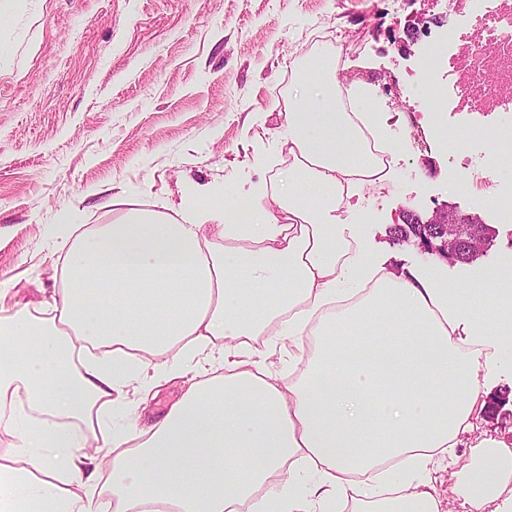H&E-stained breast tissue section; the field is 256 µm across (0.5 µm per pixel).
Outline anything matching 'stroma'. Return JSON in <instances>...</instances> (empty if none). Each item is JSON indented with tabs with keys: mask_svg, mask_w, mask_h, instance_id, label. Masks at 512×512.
<instances>
[{
	"mask_svg": "<svg viewBox=\"0 0 512 512\" xmlns=\"http://www.w3.org/2000/svg\"><path fill=\"white\" fill-rule=\"evenodd\" d=\"M425 0H10L0 11V280L7 306L35 305L60 286L70 237L52 238L61 215L76 229L111 223L102 199L148 208L179 203L200 185L227 200L287 169L279 143L292 67L313 53L339 55V77L358 80L385 115L393 176L362 191L347 213L369 256L449 285L477 287L488 270L512 272V224L495 227L485 256L443 262L415 239H395L407 217L443 204L464 214L451 181L462 158H421L398 115L422 105L420 89L397 86L416 62ZM277 110H270L271 102ZM426 163L425 179L414 174ZM99 196H86L88 187ZM493 417H482L430 475L450 512H467L463 477L490 448L512 447V361L484 377Z\"/></svg>",
	"mask_w": 512,
	"mask_h": 512,
	"instance_id": "1",
	"label": "stroma"
}]
</instances>
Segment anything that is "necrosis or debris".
I'll return each instance as SVG.
<instances>
[{
  "label": "necrosis or debris",
  "instance_id": "1",
  "mask_svg": "<svg viewBox=\"0 0 512 512\" xmlns=\"http://www.w3.org/2000/svg\"><path fill=\"white\" fill-rule=\"evenodd\" d=\"M445 9L449 22L444 36L424 37L420 65L407 79L436 88L431 67L443 60L456 79L447 98H434L421 110H406L404 127L413 135L419 134L427 117L446 110L483 116L512 112V0H447ZM444 140L448 150L459 155L489 145L497 153L512 155V135L491 136L480 123L449 130ZM453 188L457 196L479 201L500 219L512 220V183H495L488 167L472 168Z\"/></svg>",
  "mask_w": 512,
  "mask_h": 512
}]
</instances>
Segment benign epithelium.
I'll list each match as a JSON object with an SVG mask.
<instances>
[{
	"mask_svg": "<svg viewBox=\"0 0 512 512\" xmlns=\"http://www.w3.org/2000/svg\"><path fill=\"white\" fill-rule=\"evenodd\" d=\"M428 222L432 224H447L450 226L449 233L440 238L420 239L417 245L421 251L436 255L443 260L453 261L468 246L481 244V248L474 253V256L483 254L486 249V242L477 232V224L481 223L478 215L461 214L455 208L442 205L433 210Z\"/></svg>",
	"mask_w": 512,
	"mask_h": 512,
	"instance_id": "benign-epithelium-1",
	"label": "benign epithelium"
}]
</instances>
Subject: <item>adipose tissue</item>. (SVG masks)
I'll return each instance as SVG.
<instances>
[{
    "mask_svg": "<svg viewBox=\"0 0 512 512\" xmlns=\"http://www.w3.org/2000/svg\"><path fill=\"white\" fill-rule=\"evenodd\" d=\"M293 73L283 132L293 162L253 189L240 223L213 188L171 214L121 210L77 237L58 297L0 315V405L19 399L39 415L19 428L18 465L0 464V512H237L247 501L252 512H335L353 474L395 458L405 462L386 474L395 494L371 491L373 512H443L429 466L487 406L485 350L512 358V323L498 318L512 308V278L454 288L375 264L339 211L383 181V116L360 88L342 106L334 64L300 61ZM211 224L223 245L206 237ZM339 324L355 329L343 345ZM312 331V366L281 385L253 340ZM169 358L215 373L157 421L113 429L108 408ZM93 438L117 450L105 466L86 452ZM291 459L313 477L301 496ZM511 468L484 456L466 477L469 512H485ZM275 475L286 493L256 498Z\"/></svg>",
    "mask_w": 512,
    "mask_h": 512,
    "instance_id": "1",
    "label": "adipose tissue"
}]
</instances>
